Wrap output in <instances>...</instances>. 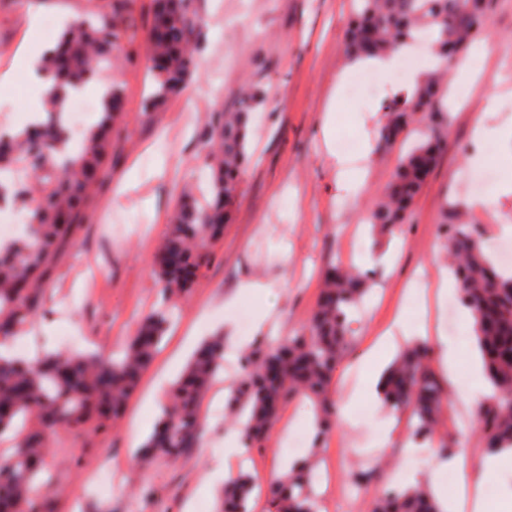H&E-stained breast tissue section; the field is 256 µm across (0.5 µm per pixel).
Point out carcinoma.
<instances>
[{
    "label": "carcinoma",
    "instance_id": "carcinoma-1",
    "mask_svg": "<svg viewBox=\"0 0 512 512\" xmlns=\"http://www.w3.org/2000/svg\"><path fill=\"white\" fill-rule=\"evenodd\" d=\"M125 2L111 0L72 18L43 58V74L60 93L59 100L46 101L49 112L65 108L70 89L105 85L100 120L86 130L77 156L67 157L59 166L53 163V151L68 135L52 124L28 127L10 137L12 149L0 148V173H20L8 188L0 182V193L11 190L28 211L25 234L0 246V331L5 335L45 314L42 293L51 263L61 247L73 243L107 163L112 125L122 116L113 103L124 98V89L120 80L108 81L105 76L132 25ZM489 8L490 0L355 2L344 40L350 59L396 53L425 33L433 55L443 62L414 88L382 103V144L391 138L392 128L399 131L400 142H406L421 113L427 117L428 130L402 157L369 213V224L381 236L390 237L410 222L425 185L421 174L439 163L450 124L445 104L448 57L457 62L475 42L490 36ZM195 23L189 0H156L147 54L165 56L169 67L149 69L152 85L145 112L184 90L195 65ZM261 98L262 92L253 89L237 110L214 113L206 140V161L212 169L209 197L201 205L191 199L178 204L170 234L157 253L167 300L183 295L191 283L168 259L179 257L184 265L201 271L217 243L205 227L225 224L230 218L248 160L251 113ZM461 209L456 200L446 203L450 268L459 285L458 300L474 316L477 347L493 387V395L475 409V426L484 451L500 453L512 449V275L504 276L486 254L477 225ZM369 283L367 272L330 266L304 331L277 343L260 342L239 356L241 376L233 385L228 410L244 447L264 441L284 402L303 395L318 406L309 455L294 462L286 475L262 485L274 512H314L315 457L338 425L330 384L347 347L350 315L360 306ZM170 319V308L161 305L143 318L125 348L112 354L61 350L34 360L0 355V407L5 409L0 414V435L24 431L16 451L0 460V512H53L50 501L39 494L38 483L48 468L46 448L52 438L61 430L74 438L88 429L109 434L112 419L136 392ZM436 357L434 347L423 341L405 348L382 375V401L407 413L413 440L435 445V452L448 458L456 453L454 441L439 427L451 398L433 367ZM223 362L222 336L195 352L153 434L135 457L139 466L177 460L200 438V403ZM352 484L361 490L379 486L371 512H441L426 488L388 483L375 464L358 468ZM255 485L256 479L245 473L225 481L218 512H251Z\"/></svg>",
    "mask_w": 512,
    "mask_h": 512
}]
</instances>
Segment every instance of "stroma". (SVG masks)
Here are the masks:
<instances>
[{
  "mask_svg": "<svg viewBox=\"0 0 512 512\" xmlns=\"http://www.w3.org/2000/svg\"><path fill=\"white\" fill-rule=\"evenodd\" d=\"M97 0H0V113L21 123L37 101L39 89L21 66L31 47L54 42L46 19L76 16ZM137 53L135 62L116 55L112 73L125 91L124 120L112 133V155L100 174L88 217L75 245L53 262L43 292L47 314L29 327L21 348L42 356L60 349L71 334L79 349L105 352L120 348L140 319L162 301L155 272L157 249L170 229L180 195L207 184L205 133L213 112L235 110L243 90L262 87L264 99L252 118V161L241 179L231 224L190 291L179 298L159 350L142 375L136 393L114 421L110 435L59 433L49 451V475L41 488L54 512H212L216 487L211 475L224 469V439L232 422L224 416L230 377L218 379L202 403L204 434L185 457L141 469L134 453L151 433L147 415H160L178 373L173 362L187 363L193 341L226 331L238 336L234 314L224 301L236 298L251 313L268 312L253 341L286 338L302 330L319 296L323 269L332 262L356 264L370 252L372 290L351 325V337L331 388L338 402L366 408V416L342 422L328 437L321 457L348 483L359 460L381 463L396 472L400 447L379 445L390 412L371 400L363 357L380 341L394 319L411 336L425 334L436 344L449 334L459 354L457 378L448 382L452 410L440 427L457 445L458 458L475 465L483 448L468 408L455 392L471 383L476 349L473 328L458 322L448 333V300L434 283L446 268L444 202L467 198L475 175V152L498 165L501 180L512 178V154L493 139L472 140L478 121L493 127L512 123V0H491L493 26L486 52L471 53L468 76L450 82L452 122L445 153L418 196L413 217L392 238H376L367 222L378 192L392 179L405 145L377 146L383 120L381 92L347 94L340 73L351 65L343 49L353 0H191L197 26L196 72L189 89L207 86L206 95L187 92L169 99L151 115L143 113L147 87V36L153 0H131ZM37 26H30L31 16ZM375 147L366 162L367 183L360 197L342 195L336 183L331 148L344 139ZM263 283L256 295L240 294L243 282ZM315 416L312 402L295 398L281 409L261 447L244 453L239 469L266 478L287 465L289 448L281 438L288 427L307 428ZM109 458L120 479L112 496H86L87 476L100 458ZM413 458L420 481H440L462 512H500L512 501V466L488 480L459 489L454 469L438 470L432 449L417 448Z\"/></svg>",
  "mask_w": 512,
  "mask_h": 512,
  "instance_id": "obj_1",
  "label": "stroma"
}]
</instances>
